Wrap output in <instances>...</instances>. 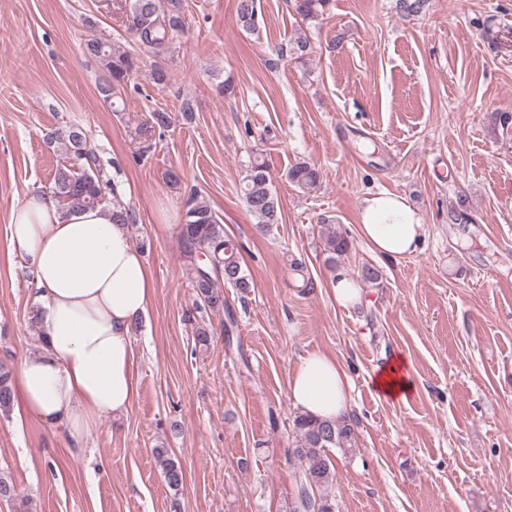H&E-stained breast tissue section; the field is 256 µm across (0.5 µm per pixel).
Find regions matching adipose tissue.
<instances>
[{
    "instance_id": "adipose-tissue-1",
    "label": "adipose tissue",
    "mask_w": 512,
    "mask_h": 512,
    "mask_svg": "<svg viewBox=\"0 0 512 512\" xmlns=\"http://www.w3.org/2000/svg\"><path fill=\"white\" fill-rule=\"evenodd\" d=\"M8 228L35 275L41 328L40 349L22 359L13 387L25 415L61 428L78 447L91 424L125 413L137 396L131 328L149 305L153 278L111 207L72 211L39 194L11 210ZM357 231L390 261L416 253L425 236L422 215L386 191L364 199ZM288 391L300 412L316 418L347 410V373L321 352L301 360Z\"/></svg>"
}]
</instances>
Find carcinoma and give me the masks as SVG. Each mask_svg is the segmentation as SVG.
Here are the masks:
<instances>
[{
	"label": "carcinoma",
	"instance_id": "obj_1",
	"mask_svg": "<svg viewBox=\"0 0 512 512\" xmlns=\"http://www.w3.org/2000/svg\"><path fill=\"white\" fill-rule=\"evenodd\" d=\"M129 11L130 30L144 51L153 54L162 52L184 26L183 0H129ZM236 13L241 27L252 30L257 0H237ZM84 48L102 63L106 76L99 84L98 92L108 102L137 70L138 60L127 53L113 51L108 41L98 37L87 40ZM63 139L67 164L55 171L48 193L71 210L110 204L113 206L112 217L118 222L135 224L133 209L119 201L110 181L103 179L85 130L72 126ZM320 178V170L310 165L297 164L288 170V179L301 188L316 187ZM241 193L261 228L280 223V205L265 163L256 161L249 166ZM321 224L325 225L324 251L333 261L348 251L349 241L337 234L332 226L326 225V221H321ZM180 241L182 258L196 288V308L205 307L213 312L224 310L226 284L241 292L249 291L251 282L239 260L237 244L224 235V226L219 224L204 198L196 193L191 194L186 202ZM13 401L10 371L0 364V413L9 412ZM293 430L296 437L293 458L298 461V466L292 500L302 499L305 494L303 481L310 477L314 481L310 496L319 503V512H335L330 493L336 471L330 449L346 452L354 448L356 434L353 426L345 419H318L299 413L294 416ZM156 455L168 487L179 489L184 481L181 465L165 457L163 449L156 450Z\"/></svg>",
	"mask_w": 512,
	"mask_h": 512
}]
</instances>
